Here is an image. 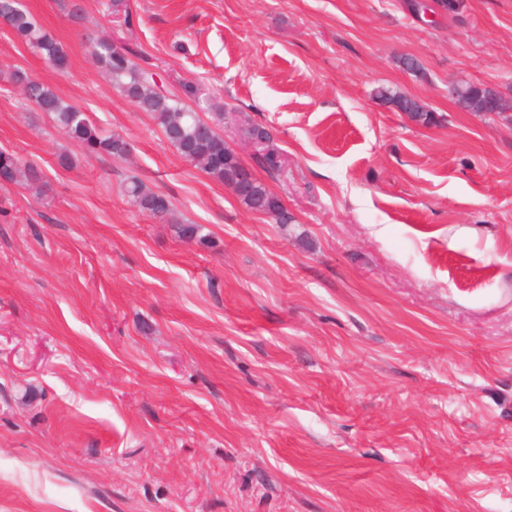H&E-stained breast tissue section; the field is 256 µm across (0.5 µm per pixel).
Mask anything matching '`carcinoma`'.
Wrapping results in <instances>:
<instances>
[{"mask_svg":"<svg viewBox=\"0 0 512 512\" xmlns=\"http://www.w3.org/2000/svg\"><path fill=\"white\" fill-rule=\"evenodd\" d=\"M0 19L4 20L14 33L37 50L46 60L63 70L68 65V56L62 45L49 33L42 30L32 15L21 7L18 0H0ZM95 61L105 74L139 109L151 113L160 125L166 139L177 153L187 161L200 167L213 179L226 185L230 184L245 163L236 152L224 146V135L218 127L224 120V113H216L212 120L201 118L198 113L186 107L182 98L200 99V89L193 83L181 84L183 97L169 96L162 92L154 78V73L137 66L130 53L108 42H100L91 50ZM11 80L22 86L27 99L41 111L52 116L56 125L72 141L78 143L87 153L109 157H120L127 153L126 141L116 135H104L89 120L84 112L76 106L65 102L56 91L47 84L17 69L11 74ZM499 97V94L488 88L472 83L461 86L458 102L466 104L475 98ZM379 97L391 105H397L407 114L408 118L424 127L437 123L433 112L428 110L416 99L408 98L400 93H392L387 89L379 91ZM266 155L256 160V164L268 176L274 177V158L279 151L272 145L271 135H266ZM0 174L9 180L24 177L35 184L40 181L39 172L32 166L20 167L18 159L0 151ZM125 192L131 201L143 212L153 218L164 219L172 210L171 202L159 192L147 187L136 176L127 179ZM239 202L248 210L259 212H275L279 223H291L292 216L263 181L254 178L252 190Z\"/></svg>","mask_w":512,"mask_h":512,"instance_id":"cac0c4a2","label":"carcinoma"}]
</instances>
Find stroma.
<instances>
[{
    "instance_id": "35a3bbf8",
    "label": "stroma",
    "mask_w": 512,
    "mask_h": 512,
    "mask_svg": "<svg viewBox=\"0 0 512 512\" xmlns=\"http://www.w3.org/2000/svg\"><path fill=\"white\" fill-rule=\"evenodd\" d=\"M20 2L69 66L0 23V148L45 182L0 181V512H512V111L448 94L512 100V0ZM100 40L201 85L245 163L268 127L292 224L183 159ZM18 68L127 154L87 155ZM379 97L385 99L392 106L398 105L408 118L418 125L428 127L437 123L434 113L416 99L408 98L400 93H392L387 89H381ZM125 192L141 211L153 218L165 219L171 213L172 205L168 198L147 187L136 176L127 179Z\"/></svg>"
}]
</instances>
